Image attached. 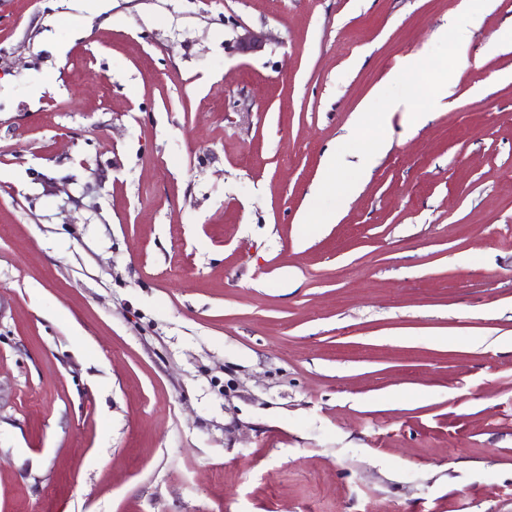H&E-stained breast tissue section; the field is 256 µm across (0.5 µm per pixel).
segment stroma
Wrapping results in <instances>:
<instances>
[{
    "label": "stroma",
    "mask_w": 512,
    "mask_h": 512,
    "mask_svg": "<svg viewBox=\"0 0 512 512\" xmlns=\"http://www.w3.org/2000/svg\"><path fill=\"white\" fill-rule=\"evenodd\" d=\"M462 3L0 0V512H512V0ZM431 88L436 90L432 96H428L427 102L431 105H439L442 100L448 98L451 93L452 83L448 81V59L438 65L430 75ZM369 113L359 112L356 117L354 128L360 135L368 138L372 148H380L384 142L385 116H369ZM368 157L366 155H361L359 157V161L356 164H353V168L356 169L357 178L352 181H344L340 180L336 177L337 169H339L341 164V158L332 154L325 166V173L327 176H323L318 184V187L315 191L314 197L315 199L320 198L322 196H330L336 201V210L332 213H328L326 216L318 215L315 206L311 205L305 212L304 220H312L314 224H332L336 222L338 215L341 213L342 209L345 206L347 200L355 193L357 190L361 179L364 177L367 168H368Z\"/></svg>",
    "instance_id": "stroma-1"
}]
</instances>
